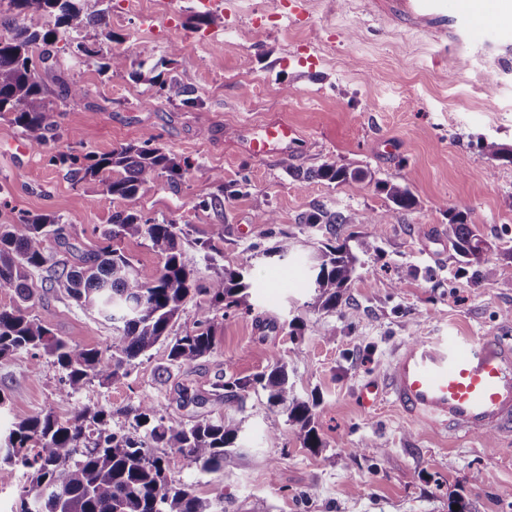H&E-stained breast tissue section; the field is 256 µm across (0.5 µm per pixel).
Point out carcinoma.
<instances>
[{"mask_svg":"<svg viewBox=\"0 0 512 512\" xmlns=\"http://www.w3.org/2000/svg\"><path fill=\"white\" fill-rule=\"evenodd\" d=\"M106 0H0V115L7 112L22 129L30 144L41 148L55 138L57 125L51 121L53 103L48 99L39 65L50 68L53 52L63 51L65 36L90 26L106 32L109 8ZM135 63L124 52H115L105 62H97L100 73L134 70ZM160 95L167 100L182 98L191 105L196 99L175 80L152 78ZM483 155L512 162V148L495 141L482 140ZM67 163L78 181L99 177L106 170L118 176L105 182L106 192L114 197L134 200L140 190L159 176L181 178L191 168L189 160H180L147 138L137 144L122 145L112 153L91 155L60 154L50 162ZM301 181L320 180L342 184L362 182L369 177L362 168H350L326 161L315 169L294 171ZM389 201L385 213L374 219L387 224L389 219L409 212L418 200L408 186L388 181L376 182ZM448 214V240L460 262L474 269L481 278L492 275L489 243L468 224L469 209L453 207ZM308 224H352L354 219L341 213L320 210L311 214ZM184 228L172 220H158L140 210L126 208L112 213L108 227L100 233L97 250L79 262L53 270L56 284L65 289L81 307L112 321V339L106 347L109 355L89 349L73 337L56 335L46 316L27 314L34 293L29 285L32 270L48 261L46 243L64 238L59 221L49 214H24L14 224L0 225V288L14 291L13 304L0 307V358L25 348L39 359H54L64 372L63 400L69 399L91 378L111 383L128 375L131 361L146 353L158 341L168 338V328L179 317L184 302L195 284L184 257ZM141 239L163 259L162 267L146 277L125 255L118 242ZM224 241V225L212 227L210 236L196 241L208 253ZM376 250L374 241L364 238L356 249L346 245H328L321 251L310 271L312 305L333 310L345 301L347 288L356 273L359 255ZM253 284L244 268H226L203 292L211 305L197 311V330L169 343V357L190 369L215 347L214 307L251 308ZM268 391V401L286 406L288 421L296 425L306 448H321L322 441L314 425L315 404L291 393L286 365L276 363L269 373L224 383L227 398L238 399L252 383ZM134 426H151L150 437L161 448H173L191 459L203 471H216L224 464V455L234 447L240 428L234 422L202 420L189 428L167 426L149 402L132 410ZM108 414L103 409L77 410L65 421L53 412L18 422L4 448L3 461L27 470L31 488L23 491L18 512H226L223 502L202 498L188 485L175 483L168 475L163 456L143 451L137 437L106 429Z\"/></svg>","mask_w":512,"mask_h":512,"instance_id":"cac0c4a2","label":"carcinoma"}]
</instances>
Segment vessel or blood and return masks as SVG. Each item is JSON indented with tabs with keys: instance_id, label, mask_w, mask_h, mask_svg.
I'll list each match as a JSON object with an SVG mask.
<instances>
[{
	"instance_id": "obj_1",
	"label": "vessel or blood",
	"mask_w": 512,
	"mask_h": 512,
	"mask_svg": "<svg viewBox=\"0 0 512 512\" xmlns=\"http://www.w3.org/2000/svg\"><path fill=\"white\" fill-rule=\"evenodd\" d=\"M390 24L418 23L439 41L467 39L478 30L455 0H370ZM296 139L283 122L266 124L251 142L253 155L287 153ZM394 402L412 420L465 439L512 434V344L492 337L448 336L405 344L386 382Z\"/></svg>"
}]
</instances>
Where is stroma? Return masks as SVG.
Here are the masks:
<instances>
[{
	"label": "stroma",
	"mask_w": 512,
	"mask_h": 512,
	"mask_svg": "<svg viewBox=\"0 0 512 512\" xmlns=\"http://www.w3.org/2000/svg\"><path fill=\"white\" fill-rule=\"evenodd\" d=\"M152 22L134 14L111 17L113 39L87 28L72 36L42 75L57 137L43 148L17 151L20 128L0 116V224L20 213L59 217L66 242L48 241L58 259L75 262L95 248L98 229L114 210L134 205L149 216L187 225L183 248L198 288L170 325V338L195 328L204 289L227 268H247L254 288L250 309L216 316L212 353L185 370L169 358L168 340L136 359L121 381L92 380L61 401L63 373L51 359L34 361L21 349L0 358V438L22 419L54 412L60 418L89 407L108 414L112 430L136 431L156 453L146 428L132 429L131 410L153 401L165 424L189 427L229 419L240 427L223 469L205 472L165 449L169 474L197 495L223 500L228 512H512V440L438 435L404 417L383 396L388 367L415 339L461 334L512 339V164L483 156L480 140L512 147V64L494 65L486 40L476 36L445 50L422 29L386 25L366 0H307L293 23L279 0H151ZM265 16L268 29L256 30ZM127 52L141 66L102 74L79 45ZM190 89L196 105L168 102L151 79L159 72ZM496 85L487 88V77ZM78 96L63 97V85ZM283 120L301 135L288 156L254 157L250 139L268 121ZM153 139L191 170L160 176L133 203L105 191V180L76 181L52 155H102ZM334 160L367 169L370 180L340 185L302 182L303 171ZM223 182H216V172ZM380 181L407 184L415 210L388 224L370 218L386 208ZM469 209L478 234L496 243V272L474 279L445 233L446 210ZM274 209L275 224H259ZM349 212L352 224H310L316 210ZM224 227L219 254L194 244L213 225ZM292 249L271 256L281 237ZM373 239L346 300L327 311L311 307L310 266L327 243ZM31 314L50 315L51 328L83 345L105 349L112 324L86 311L47 270L34 271ZM302 325L290 333L291 320ZM286 364L293 393L316 401L323 441L304 448L284 406L261 387L225 399L223 385ZM379 396L363 404L360 394ZM201 404H183L181 391Z\"/></svg>",
	"instance_id": "35a3bbf8"
}]
</instances>
